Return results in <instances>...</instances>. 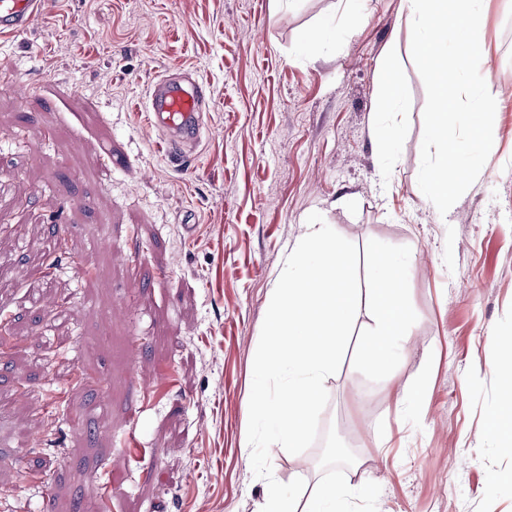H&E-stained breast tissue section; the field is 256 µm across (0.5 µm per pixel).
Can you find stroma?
I'll return each instance as SVG.
<instances>
[{
  "label": "stroma",
  "instance_id": "35a3bbf8",
  "mask_svg": "<svg viewBox=\"0 0 512 512\" xmlns=\"http://www.w3.org/2000/svg\"><path fill=\"white\" fill-rule=\"evenodd\" d=\"M485 9L494 142L444 219L417 182L426 89L401 0H45L29 31L0 37V320L14 339L0 403L15 438L44 440L0 463V512H37L32 471L53 512H259L266 485L243 446L253 360L313 212L358 249L359 308L319 437L272 458L278 481L352 487L337 512H512V446L484 431L512 412V0ZM323 18L334 40L298 54ZM185 73L210 110L176 161L145 103ZM59 241L67 255L42 279V247ZM385 253L412 263L387 375L362 352ZM339 431L354 465L317 459Z\"/></svg>",
  "mask_w": 512,
  "mask_h": 512
}]
</instances>
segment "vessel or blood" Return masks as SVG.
Returning a JSON list of instances; mask_svg holds the SVG:
<instances>
[{
	"instance_id": "1",
	"label": "vessel or blood",
	"mask_w": 512,
	"mask_h": 512,
	"mask_svg": "<svg viewBox=\"0 0 512 512\" xmlns=\"http://www.w3.org/2000/svg\"><path fill=\"white\" fill-rule=\"evenodd\" d=\"M42 0H0V34L26 33L41 10ZM206 102L195 80L162 78L152 87L145 110L149 126L168 134L170 147L195 146L200 139L201 116Z\"/></svg>"
}]
</instances>
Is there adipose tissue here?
<instances>
[{
  "label": "adipose tissue",
  "instance_id": "obj_1",
  "mask_svg": "<svg viewBox=\"0 0 512 512\" xmlns=\"http://www.w3.org/2000/svg\"><path fill=\"white\" fill-rule=\"evenodd\" d=\"M408 270L409 265L401 256L383 254L377 257L372 271L378 306L375 310L374 328L367 337L365 346L374 369L380 373L389 370L397 355L398 329L407 327L410 323L407 303L401 297L390 294L385 284L399 280ZM336 497L335 487L326 484L291 494L271 479L267 482V492L260 512H333Z\"/></svg>",
  "mask_w": 512,
  "mask_h": 512
}]
</instances>
